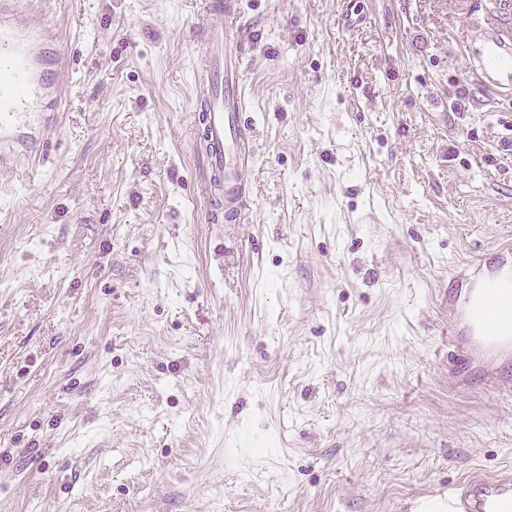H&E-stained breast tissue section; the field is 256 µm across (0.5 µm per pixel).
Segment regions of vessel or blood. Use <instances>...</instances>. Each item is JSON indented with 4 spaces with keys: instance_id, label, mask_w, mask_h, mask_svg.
Here are the masks:
<instances>
[{
    "instance_id": "1",
    "label": "vessel or blood",
    "mask_w": 512,
    "mask_h": 512,
    "mask_svg": "<svg viewBox=\"0 0 512 512\" xmlns=\"http://www.w3.org/2000/svg\"><path fill=\"white\" fill-rule=\"evenodd\" d=\"M202 15L223 16L220 25L205 27L196 53L204 94L195 103L200 147L206 160L203 195L214 222L239 223L246 209L241 169L252 150L246 133L240 90L241 47L235 0H202ZM57 39L50 28H22L0 6V159L28 153L47 129L50 114L31 118L35 99L56 90L48 70L50 48ZM466 61L485 91L512 93V36L495 18L474 23ZM471 288L448 301V337L462 346L463 363L512 357V248L501 251L497 267H474ZM421 512H512V475L474 476L448 492L427 499Z\"/></svg>"
}]
</instances>
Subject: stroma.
<instances>
[{"instance_id":"1","label":"stroma","mask_w":512,"mask_h":512,"mask_svg":"<svg viewBox=\"0 0 512 512\" xmlns=\"http://www.w3.org/2000/svg\"><path fill=\"white\" fill-rule=\"evenodd\" d=\"M200 0H22L60 97L0 164V512H416L512 471L448 298L512 241V0H237L254 155L216 224ZM466 61L469 72L483 91L512 93V38L498 20L488 17L471 26Z\"/></svg>"}]
</instances>
